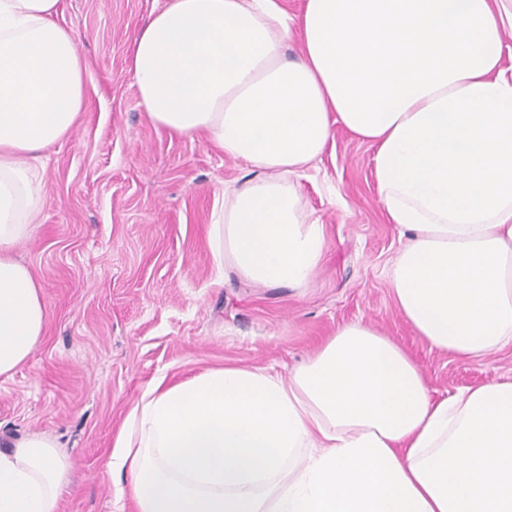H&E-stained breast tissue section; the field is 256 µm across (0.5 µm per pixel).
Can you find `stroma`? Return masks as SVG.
I'll use <instances>...</instances> for the list:
<instances>
[{
	"label": "stroma",
	"mask_w": 512,
	"mask_h": 512,
	"mask_svg": "<svg viewBox=\"0 0 512 512\" xmlns=\"http://www.w3.org/2000/svg\"><path fill=\"white\" fill-rule=\"evenodd\" d=\"M164 0H61L86 62L85 109L54 145L48 204L18 256L43 287L48 321L29 360L0 379V441L37 433L69 468L58 512H134L108 473L142 393L224 366L291 374L336 329L372 325L417 363L435 396L512 376V346L479 358L432 348L399 314L387 270L400 247L381 207L374 148L337 128L299 179L328 246L304 291L217 273L208 230L247 163L156 127L128 70L129 46Z\"/></svg>",
	"instance_id": "35a3bbf8"
}]
</instances>
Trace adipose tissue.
I'll list each match as a JSON object with an SVG mask.
<instances>
[{
    "label": "adipose tissue",
    "mask_w": 512,
    "mask_h": 512,
    "mask_svg": "<svg viewBox=\"0 0 512 512\" xmlns=\"http://www.w3.org/2000/svg\"><path fill=\"white\" fill-rule=\"evenodd\" d=\"M59 0H0V377L42 338L17 250L46 205L43 157L82 115L86 64ZM512 0H167L128 52L141 106L257 174L215 205L218 270L308 286L327 247L297 180L336 126L375 148L405 243L389 284L433 347L512 343ZM300 40L295 56L287 43ZM67 462L34 434L0 449V512H57ZM111 475L136 512H512V377L434 398L387 336L337 328L289 378L209 370L146 390Z\"/></svg>",
    "instance_id": "ef3b65f1"
}]
</instances>
